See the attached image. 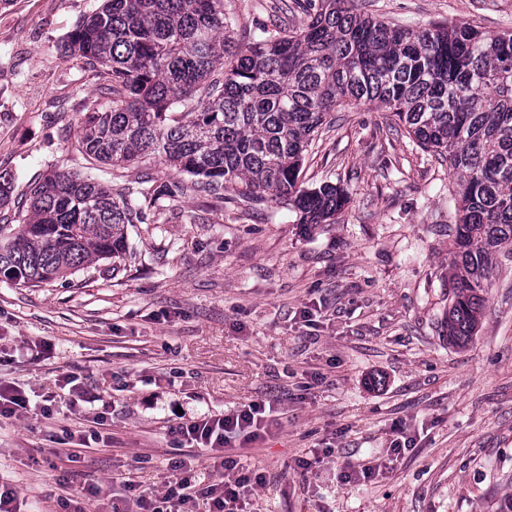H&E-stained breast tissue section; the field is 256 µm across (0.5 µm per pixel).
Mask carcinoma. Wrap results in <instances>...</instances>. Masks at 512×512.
Returning a JSON list of instances; mask_svg holds the SVG:
<instances>
[{"mask_svg": "<svg viewBox=\"0 0 512 512\" xmlns=\"http://www.w3.org/2000/svg\"><path fill=\"white\" fill-rule=\"evenodd\" d=\"M295 27L224 39V0H103L64 44L67 57L108 67L85 104L76 149L117 172L156 159L188 177L182 190L216 196L240 184L252 201L288 205L297 223L334 224L340 186L304 185L308 148L338 107L372 102L413 142L448 163L455 189L448 341L467 343L485 281L512 245V29L410 28L359 12L354 0H293ZM105 182L65 170L29 185L13 223L0 224V275L22 286L65 280L122 260L127 226L158 213L167 185ZM13 179L0 174V209Z\"/></svg>", "mask_w": 512, "mask_h": 512, "instance_id": "cac0c4a2", "label": "carcinoma"}]
</instances>
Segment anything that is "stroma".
Wrapping results in <instances>:
<instances>
[{
    "label": "stroma",
    "mask_w": 512,
    "mask_h": 512,
    "mask_svg": "<svg viewBox=\"0 0 512 512\" xmlns=\"http://www.w3.org/2000/svg\"><path fill=\"white\" fill-rule=\"evenodd\" d=\"M275 3L224 0L226 37L271 24ZM100 4L0 9V170L15 197L56 168L88 165L75 148L79 110L104 70L59 46ZM358 5L414 28L512 27V0ZM302 177L345 189L335 223L304 227L286 205L253 208L232 188L220 203L175 189L159 215L128 225L120 267L106 260L35 288L0 278V380L30 400L27 417L0 418V485L15 488L21 512H68L90 483L104 492L88 512H111L144 473L166 490L171 462L206 466L203 450L170 434L174 414L252 401L269 406L267 431L232 446L265 478L254 512H499L512 495V246L458 346L441 325L455 222L447 163L363 103L328 116ZM66 375L96 402L71 407ZM403 436L409 447L392 454ZM313 448L332 449L331 461L297 469ZM349 464L377 472L348 484Z\"/></svg>",
    "instance_id": "obj_1"
}]
</instances>
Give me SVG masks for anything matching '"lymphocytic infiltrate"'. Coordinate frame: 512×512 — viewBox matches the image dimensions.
I'll return each instance as SVG.
<instances>
[{
  "label": "lymphocytic infiltrate",
  "mask_w": 512,
  "mask_h": 512,
  "mask_svg": "<svg viewBox=\"0 0 512 512\" xmlns=\"http://www.w3.org/2000/svg\"><path fill=\"white\" fill-rule=\"evenodd\" d=\"M265 417V404L253 401L221 416L201 414L174 423L171 433L205 450L209 469L218 478L211 482L199 480L193 466L175 463L174 478L164 495H156L141 483H132L137 512H248L251 492L263 477L227 455L225 449L237 437L247 442L262 438Z\"/></svg>",
  "instance_id": "f902f5d3"
}]
</instances>
